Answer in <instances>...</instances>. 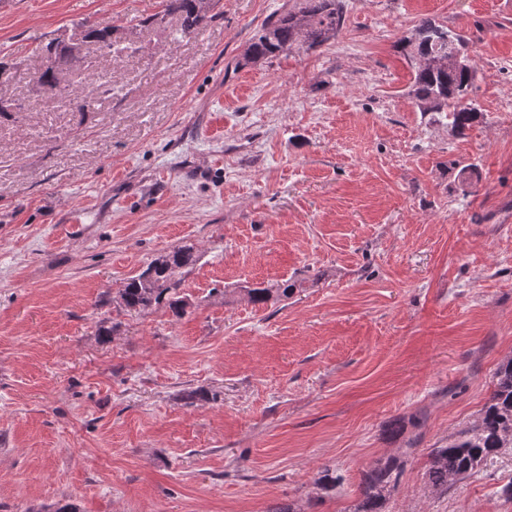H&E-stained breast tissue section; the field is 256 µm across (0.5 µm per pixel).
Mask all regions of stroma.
<instances>
[{
  "label": "stroma",
  "mask_w": 512,
  "mask_h": 512,
  "mask_svg": "<svg viewBox=\"0 0 512 512\" xmlns=\"http://www.w3.org/2000/svg\"><path fill=\"white\" fill-rule=\"evenodd\" d=\"M160 3L0 0V512H354L392 455L383 512H512V448L423 479L512 355V0H344L335 39L257 63L293 0H219L186 36ZM424 17L475 44L461 135L397 49ZM83 23L121 44L85 45L112 94L82 112L33 76ZM185 244L183 315L120 307ZM301 287V283L293 281L288 283V280L276 285H269L267 287L249 288L247 295L249 301L252 303H267L270 300L279 301L282 298H288L294 294L297 288ZM402 469L396 458L376 462L363 473L360 482L361 501L354 512H382V504L396 488Z\"/></svg>",
  "instance_id": "35a3bbf8"
}]
</instances>
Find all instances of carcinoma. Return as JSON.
I'll use <instances>...</instances> for the list:
<instances>
[{
  "label": "carcinoma",
  "mask_w": 512,
  "mask_h": 512,
  "mask_svg": "<svg viewBox=\"0 0 512 512\" xmlns=\"http://www.w3.org/2000/svg\"><path fill=\"white\" fill-rule=\"evenodd\" d=\"M214 0H162V15L177 13L181 32L197 29L208 19ZM344 24L340 0H294L288 10L266 20L254 37L247 59L259 62L285 51L314 48L336 37ZM116 29L87 26L82 41L106 44ZM404 57L415 61V96L424 112L448 113V126L456 134L483 117L470 98L477 70L473 64V44L463 33L448 29L433 18L422 20L414 34L400 39ZM193 247L184 245L165 254L163 261L150 263L120 290L121 305L127 310H143L162 302L177 290L182 270L195 264ZM301 284L293 281L247 291L252 303L279 301L294 294ZM512 448V356L499 364L494 388L476 423L448 438V444L430 452L425 471V487L446 490L451 483L469 477ZM401 464L395 458L376 462L363 473L361 501L354 512H382V504L396 488Z\"/></svg>",
  "instance_id": "carcinoma-1"
}]
</instances>
